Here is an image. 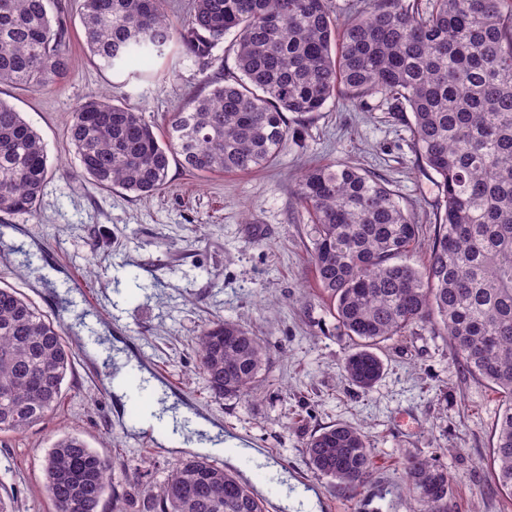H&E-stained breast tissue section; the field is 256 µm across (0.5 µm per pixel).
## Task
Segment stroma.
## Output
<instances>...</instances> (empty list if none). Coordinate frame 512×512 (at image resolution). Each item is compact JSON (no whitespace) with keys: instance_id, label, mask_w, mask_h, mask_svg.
I'll use <instances>...</instances> for the list:
<instances>
[{"instance_id":"obj_1","label":"stroma","mask_w":512,"mask_h":512,"mask_svg":"<svg viewBox=\"0 0 512 512\" xmlns=\"http://www.w3.org/2000/svg\"><path fill=\"white\" fill-rule=\"evenodd\" d=\"M50 13L68 30L70 70L42 90L0 86V100L42 136L51 167L35 214L0 212L7 243L24 248L15 255L0 244V286L59 312L66 336H79L92 318L153 379L175 382L174 399L189 395L226 439L249 449L252 467L237 455L213 461L238 474L267 512H420L402 478L410 455L447 467L451 512H512V497L491 477L502 395L463 370L446 337L420 326L383 344L385 372L372 389L349 385L340 368L349 339L328 313L310 261V218L294 189L315 164L341 161L379 175L416 223L432 229L436 176L412 148L411 112L377 96L360 109L333 98L299 122L300 139L262 171L197 175L174 161L154 194L104 189L78 174L66 138L75 108L106 95L162 130L204 76L183 54L170 65L145 62L141 78L125 79L89 58L79 0H54ZM220 319L275 353L250 399L214 398L198 369L196 338ZM62 391L44 421L0 436V498L9 512H50L43 458L66 435L122 464L102 512H149L143 487L161 484L193 448L153 453L151 430L124 424L127 403L110 392L94 356H74ZM338 423L364 431L374 456L370 482L355 493L336 490L307 459L310 436Z\"/></svg>"}]
</instances>
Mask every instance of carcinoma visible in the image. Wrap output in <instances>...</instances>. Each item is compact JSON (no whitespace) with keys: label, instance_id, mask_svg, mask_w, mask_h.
Segmentation results:
<instances>
[{"label":"carcinoma","instance_id":"1","mask_svg":"<svg viewBox=\"0 0 512 512\" xmlns=\"http://www.w3.org/2000/svg\"><path fill=\"white\" fill-rule=\"evenodd\" d=\"M51 0H0V85L44 89L70 67ZM84 46L105 70L165 55L173 41L206 73L203 88L162 133L141 113L91 98L67 139L80 171L105 189L151 195L169 157L191 172L269 167L299 137L303 117L343 95H381L412 113L413 149L439 180L427 262L407 260L422 226L384 182L343 162L309 169L295 194L310 216V259L337 329L351 341L344 379L362 391L382 378L380 344L414 325L439 330L466 371L505 401L493 480L512 495V0H372L342 22L327 0H193L176 22L165 0H81ZM234 34L235 72L212 71ZM42 137L0 100V212L32 213L48 180ZM212 395L249 397L272 360L268 344L231 320L197 337ZM73 349L58 319L0 287V433L21 432L59 404ZM312 468L353 492L372 477L364 433L337 424L307 442ZM116 462L74 435L43 461L53 512H100ZM402 475L422 512H450L448 471L411 456ZM155 512H264L236 475L200 457L181 461L152 494Z\"/></svg>","mask_w":512,"mask_h":512}]
</instances>
